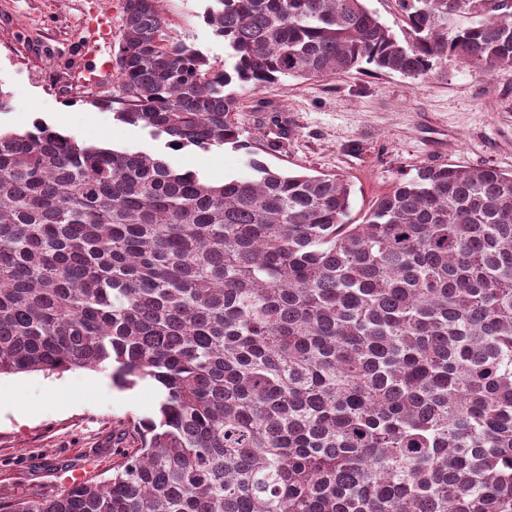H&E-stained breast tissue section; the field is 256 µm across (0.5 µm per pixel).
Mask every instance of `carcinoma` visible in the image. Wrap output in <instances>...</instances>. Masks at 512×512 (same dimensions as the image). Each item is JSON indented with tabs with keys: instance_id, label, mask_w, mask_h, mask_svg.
<instances>
[{
	"instance_id": "carcinoma-1",
	"label": "carcinoma",
	"mask_w": 512,
	"mask_h": 512,
	"mask_svg": "<svg viewBox=\"0 0 512 512\" xmlns=\"http://www.w3.org/2000/svg\"><path fill=\"white\" fill-rule=\"evenodd\" d=\"M161 2L123 0L92 103L176 151L239 146L232 85L512 67V0H396L400 36L366 0H208L220 71ZM249 166L0 130V375L163 395L111 479L0 512H512V172L422 167L351 224L345 179Z\"/></svg>"
}]
</instances>
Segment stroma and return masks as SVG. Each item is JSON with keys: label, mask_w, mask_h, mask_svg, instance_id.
Instances as JSON below:
<instances>
[{"label": "stroma", "mask_w": 512, "mask_h": 512, "mask_svg": "<svg viewBox=\"0 0 512 512\" xmlns=\"http://www.w3.org/2000/svg\"><path fill=\"white\" fill-rule=\"evenodd\" d=\"M207 0H164L169 33L223 69L227 51L203 18ZM107 10L110 87L123 31L122 0H0V90L11 107L0 128L22 132L40 119L78 140L132 151L167 153L165 141L116 121L80 98L96 57L85 50ZM243 146L169 153L175 166L211 181L246 178L249 158L288 173L336 174L351 187L350 220L361 223L373 202L424 165L493 166L512 171V68L486 75L454 58L437 60L410 79L371 70L333 79L284 78L262 91H238ZM62 388L65 400L52 397ZM0 391L24 404L0 406V499L62 493L63 475L102 482L115 452L136 447L137 423L159 416L162 392L150 380L119 388L111 368L4 374Z\"/></svg>", "instance_id": "obj_1"}]
</instances>
